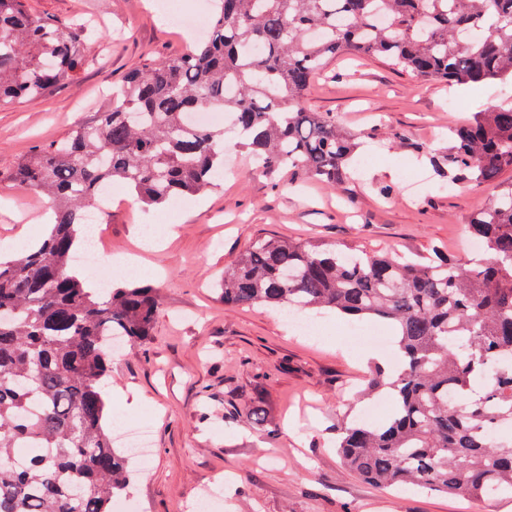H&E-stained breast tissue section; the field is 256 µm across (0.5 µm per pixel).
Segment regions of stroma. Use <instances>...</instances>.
<instances>
[{
    "instance_id": "1",
    "label": "stroma",
    "mask_w": 512,
    "mask_h": 512,
    "mask_svg": "<svg viewBox=\"0 0 512 512\" xmlns=\"http://www.w3.org/2000/svg\"><path fill=\"white\" fill-rule=\"evenodd\" d=\"M150 2L29 0L59 26L88 16L99 26L72 79L0 109V256L41 240L51 210L44 195L11 182L19 161L66 137L145 60L187 50L188 34L159 23ZM306 104L360 139L344 183L266 174L231 148L230 173L214 190L172 208L116 201L101 217L108 260L137 256L163 301L150 340L108 361L111 416L152 429L151 465L129 467L135 512H193L205 486L222 487L225 512H512L510 496L383 491L348 472L336 425L363 412L355 391L391 349L350 335L330 311L316 317L318 335H298L278 310L225 306L217 288L228 261L259 239L471 259L465 224L493 189L437 170L431 158L448 149L457 115L512 105V83L452 90L346 54L312 82ZM144 223L171 232L149 247Z\"/></svg>"
}]
</instances>
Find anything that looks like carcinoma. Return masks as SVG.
I'll use <instances>...</instances> for the list:
<instances>
[{"label": "carcinoma", "instance_id": "carcinoma-1", "mask_svg": "<svg viewBox=\"0 0 512 512\" xmlns=\"http://www.w3.org/2000/svg\"><path fill=\"white\" fill-rule=\"evenodd\" d=\"M214 2L194 49L130 71L103 110L11 174L48 197L56 220L0 261V512H113L129 482L104 379L114 339L150 338L161 296L136 285L92 291L73 274L86 208L103 187L122 183L146 206L213 190L228 131L266 172L340 184L358 144L305 103L330 57H383L450 85L512 82V0ZM86 38L28 0H0V108L73 77ZM201 109L229 113V127L192 125ZM451 140L436 167L496 184L512 169V106L454 123ZM466 229L487 263L260 239L224 270L226 305L324 309L392 328L401 367H375L365 388L393 397L391 415L337 425L345 466L379 487L512 495V434L488 435L512 426V183L497 184ZM491 369L495 382L478 385ZM30 444L41 452L16 460Z\"/></svg>", "mask_w": 512, "mask_h": 512}]
</instances>
